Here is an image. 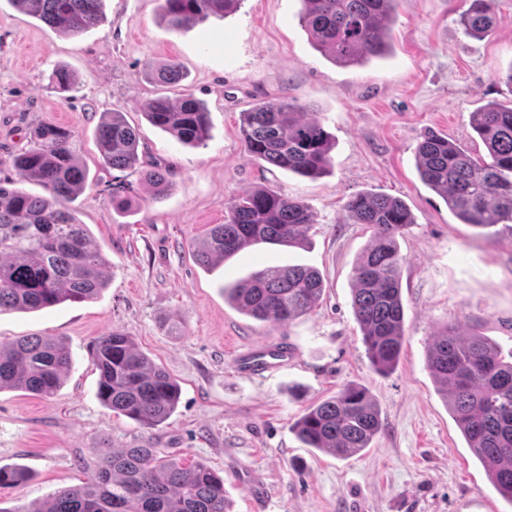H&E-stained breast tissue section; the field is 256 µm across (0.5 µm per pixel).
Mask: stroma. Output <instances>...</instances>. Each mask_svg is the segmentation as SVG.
Returning <instances> with one entry per match:
<instances>
[{"instance_id": "35a3bbf8", "label": "stroma", "mask_w": 512, "mask_h": 512, "mask_svg": "<svg viewBox=\"0 0 512 512\" xmlns=\"http://www.w3.org/2000/svg\"><path fill=\"white\" fill-rule=\"evenodd\" d=\"M302 8L301 0H242L226 17L174 29L161 19L162 0H104L103 22L67 37L0 0V180L40 193L11 158L37 124L69 128L88 170L73 206L111 263L95 299L0 314V343L51 336L71 352L54 396L0 391V466L20 464L31 476L26 486L0 487V512H26L82 484L85 462L118 448L207 464L223 477L231 512H512L426 364L428 345L450 323L512 355V231L460 223L416 169L426 132L483 152L471 112L512 102V0H494L495 30L482 39L459 25L461 0H397L389 57L350 67L314 47ZM149 61L177 62L187 78L154 84ZM59 66L76 78L66 97L49 80ZM185 90L209 112L210 137L197 147L142 113L148 98ZM286 97L308 104L332 138V166L319 178L244 150L241 112ZM104 112L124 113L144 166L168 171L162 201L139 172L100 166L95 129ZM120 182L128 197L121 212L112 206ZM258 187L307 205L315 222L304 244H259L200 266L197 244L223 223L234 196ZM364 191L401 198L415 218L399 241L405 336L387 375L374 371L352 309L353 267L371 231L349 223L344 204ZM288 264L321 273L324 293L312 312L278 326L225 303L226 286ZM172 321L183 322L180 334ZM115 330L179 383L178 407L159 426L116 414L96 395L92 349ZM279 341L292 351L285 368L258 379L237 373V352ZM350 384L366 387L380 411L370 447L345 458L306 447L296 420Z\"/></svg>"}]
</instances>
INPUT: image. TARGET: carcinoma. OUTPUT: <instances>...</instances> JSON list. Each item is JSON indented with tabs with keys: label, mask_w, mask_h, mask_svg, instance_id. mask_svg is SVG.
Returning a JSON list of instances; mask_svg holds the SVG:
<instances>
[{
	"label": "carcinoma",
	"mask_w": 512,
	"mask_h": 512,
	"mask_svg": "<svg viewBox=\"0 0 512 512\" xmlns=\"http://www.w3.org/2000/svg\"><path fill=\"white\" fill-rule=\"evenodd\" d=\"M18 9L66 36H77L104 19L103 0H12ZM302 25L314 47L337 65L368 63L389 54V30L396 0H301ZM241 0H164L163 19L182 28L210 16L223 18ZM493 0H463L459 14L465 34L485 38L494 29ZM152 81L177 86L186 74L180 64H146ZM50 83L59 93L75 80L56 69ZM308 105L297 99L258 102L241 113L246 152L254 159L300 177L316 178L332 164V144ZM142 113L149 123L184 145L198 146L209 135V112L191 94L157 95ZM470 123L485 154L427 133L416 151L422 182L443 197L463 224L490 228L512 222V104L490 102L471 113ZM95 137L101 165L136 169L139 135L121 112H109ZM20 175L45 191L32 194L0 183V314L33 312L66 301H85L105 288L111 263L92 246L87 225L71 203L84 191L88 172L70 129L44 122L31 132L29 146L12 159ZM152 199L164 197L167 173L147 170ZM346 218L372 229L353 269L352 308L367 357L380 374L392 372L404 338L402 259L398 238L414 218L399 198L361 192L345 204ZM313 215L300 199L269 189H252L232 199L228 217L214 225L198 246L196 259L210 267L254 244L300 245ZM324 290L315 269L267 266L224 288V302L262 322L285 324L311 312ZM98 396L113 412L145 427H156L175 412L179 387L134 339L114 331L95 346ZM427 367L446 396L469 448L482 462L499 494L512 502V360L482 336L462 338L450 325L434 338ZM68 346L57 338L21 336L0 345V390L20 389L49 398L69 370ZM381 428L368 391L347 385L335 396L309 406L294 429L308 448L348 457L368 447ZM29 479L21 465L0 466L1 486ZM45 512H230L224 479L202 463L186 464L154 448H124L99 455L87 480L58 491Z\"/></svg>",
	"instance_id": "obj_1"
}]
</instances>
